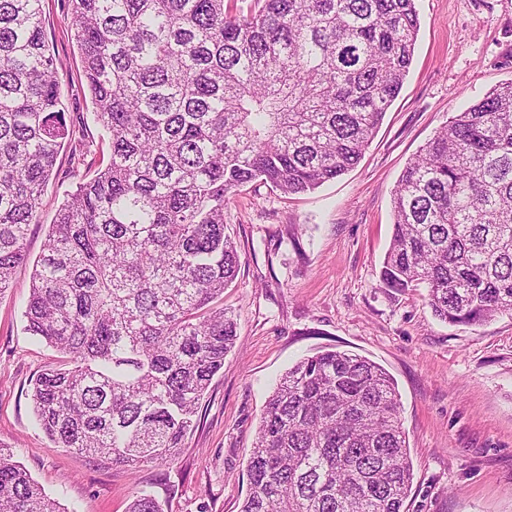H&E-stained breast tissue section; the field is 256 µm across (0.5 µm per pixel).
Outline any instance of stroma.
<instances>
[{"label": "stroma", "mask_w": 512, "mask_h": 512, "mask_svg": "<svg viewBox=\"0 0 512 512\" xmlns=\"http://www.w3.org/2000/svg\"><path fill=\"white\" fill-rule=\"evenodd\" d=\"M415 3L413 62L360 163L304 194L254 182L232 197L226 232L240 268L223 305L237 320L236 346L175 461L133 473L55 447L39 429L32 382L60 355L27 332L32 268L16 269L0 293V444L67 512H126L139 492L168 512H240L269 395L289 367L323 350L367 357L393 378L413 464L406 512H512V317L451 326L434 317L425 289L400 294L380 279L408 162L448 118L512 82V0ZM42 9L71 138L27 236L33 259L68 193L109 151L69 0Z\"/></svg>", "instance_id": "obj_1"}]
</instances>
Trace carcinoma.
<instances>
[{"label":"carcinoma","instance_id":"carcinoma-1","mask_svg":"<svg viewBox=\"0 0 512 512\" xmlns=\"http://www.w3.org/2000/svg\"><path fill=\"white\" fill-rule=\"evenodd\" d=\"M105 167L33 264L26 330L62 354L34 380L60 448L134 470L176 459L236 338L232 195L314 190L354 168L398 97L415 0H70ZM42 0H0V293L27 261L70 134ZM381 279L440 321L512 315V82L453 115L402 172ZM241 512H404L413 468L391 376L326 350L265 407ZM0 512H62L0 444ZM128 512H164L152 494Z\"/></svg>","mask_w":512,"mask_h":512}]
</instances>
